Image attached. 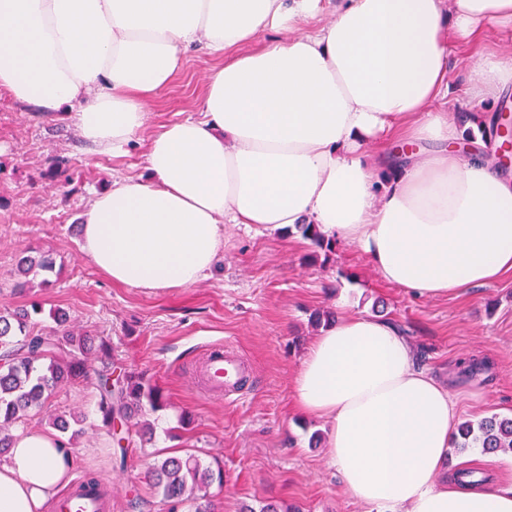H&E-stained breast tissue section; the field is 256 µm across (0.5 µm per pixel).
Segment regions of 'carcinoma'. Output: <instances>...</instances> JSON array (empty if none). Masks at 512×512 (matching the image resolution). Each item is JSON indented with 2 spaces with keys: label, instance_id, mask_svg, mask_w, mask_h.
<instances>
[{
  "label": "carcinoma",
  "instance_id": "cac0c4a2",
  "mask_svg": "<svg viewBox=\"0 0 512 512\" xmlns=\"http://www.w3.org/2000/svg\"><path fill=\"white\" fill-rule=\"evenodd\" d=\"M296 228L317 247L331 249V243L314 225L298 224ZM53 270L54 262L47 255L24 256L16 266L15 287L21 289L30 283V278L40 276V285L46 288ZM41 312L36 301L28 308L0 310V455L12 445V430L25 425L31 413L42 411L61 385L87 380L86 361L90 355L103 364L97 390L98 408L105 424L138 417L147 406L153 410L162 407L160 390L146 384L137 373L123 375L113 387L108 385L112 351L108 340L69 330L67 315L59 310L52 311L57 331L38 333L34 331L33 316ZM48 418L55 430L69 435L70 442L84 431L81 416L51 413ZM458 432L460 449L476 444L489 451H512V418L494 416L476 428L466 422L458 426ZM149 478L167 512H180L188 501L193 503L194 512H211L209 490L214 483L224 482L222 472L203 465L193 454L170 456L154 463Z\"/></svg>",
  "mask_w": 512,
  "mask_h": 512
}]
</instances>
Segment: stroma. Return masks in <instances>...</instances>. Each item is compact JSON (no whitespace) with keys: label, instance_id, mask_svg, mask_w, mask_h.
<instances>
[{"label":"stroma","instance_id":"stroma-1","mask_svg":"<svg viewBox=\"0 0 512 512\" xmlns=\"http://www.w3.org/2000/svg\"><path fill=\"white\" fill-rule=\"evenodd\" d=\"M221 58L187 53L181 70L153 100L144 127L112 156L93 153L67 119L0 96V307L41 302L38 329H53L61 309L72 329L112 343V376L142 373L162 389L158 410L106 429L97 393L69 384L49 409L85 416L74 449V476L105 481L111 512H166L149 481L154 455L198 453L221 467L211 487L214 512L257 510L273 502L293 512H365L346 490L328 448L326 419L300 414L293 382L320 326L316 315H373L409 337L418 366L459 395L460 420L512 416V273L456 298L420 300L381 284L360 251L334 243L323 251L294 229L224 227V246L198 284L144 291L112 284L81 250L79 216L113 182L146 176V142L158 128L199 117L198 103ZM65 162L68 181L42 178L50 160ZM45 253L55 283L16 290L22 256ZM233 347L255 383L233 404L199 393L191 371L205 350ZM190 424H180L182 416Z\"/></svg>","mask_w":512,"mask_h":512}]
</instances>
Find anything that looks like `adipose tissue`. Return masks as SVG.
<instances>
[{
    "instance_id": "obj_1",
    "label": "adipose tissue",
    "mask_w": 512,
    "mask_h": 512,
    "mask_svg": "<svg viewBox=\"0 0 512 512\" xmlns=\"http://www.w3.org/2000/svg\"><path fill=\"white\" fill-rule=\"evenodd\" d=\"M323 12L321 0H0V93L66 113L100 154L143 127L191 47L235 54L209 78L201 118L151 137L149 178L114 182L83 211L97 271L128 288H187L211 272L223 225L314 224L422 299L512 272V176L486 158L483 113L460 126L439 107L451 54L512 25V0H335ZM285 29L288 40L249 51ZM511 80L489 51L465 93L494 99ZM394 136L437 148L396 165L374 150ZM293 396L328 421L331 456L368 512H512V485L449 476L459 398L415 365L393 322L348 315L323 328ZM62 442L15 432L0 512H44L71 479Z\"/></svg>"
}]
</instances>
